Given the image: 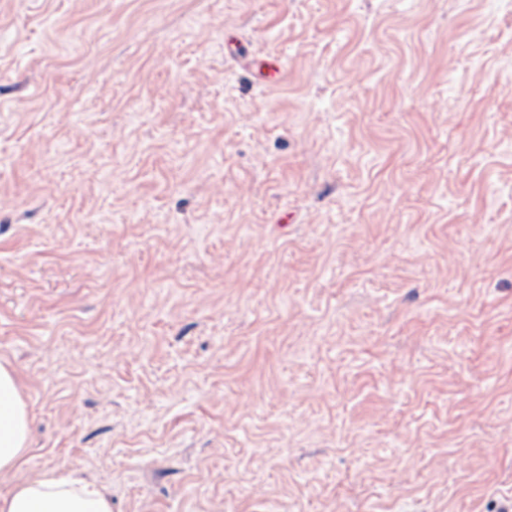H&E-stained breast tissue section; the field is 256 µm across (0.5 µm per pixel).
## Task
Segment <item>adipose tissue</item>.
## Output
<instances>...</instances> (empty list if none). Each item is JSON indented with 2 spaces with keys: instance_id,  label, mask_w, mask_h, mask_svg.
Instances as JSON below:
<instances>
[{
  "instance_id": "1",
  "label": "adipose tissue",
  "mask_w": 512,
  "mask_h": 512,
  "mask_svg": "<svg viewBox=\"0 0 512 512\" xmlns=\"http://www.w3.org/2000/svg\"><path fill=\"white\" fill-rule=\"evenodd\" d=\"M29 435V411L16 373L0 364V474L19 467L29 451ZM0 512H112V501L95 484L51 470L0 496Z\"/></svg>"
}]
</instances>
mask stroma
I'll return each mask as SVG.
<instances>
[{
	"label": "stroma",
	"mask_w": 512,
	"mask_h": 512,
	"mask_svg": "<svg viewBox=\"0 0 512 512\" xmlns=\"http://www.w3.org/2000/svg\"><path fill=\"white\" fill-rule=\"evenodd\" d=\"M0 363L112 512H506L512 0H0Z\"/></svg>",
	"instance_id": "35a3bbf8"
}]
</instances>
